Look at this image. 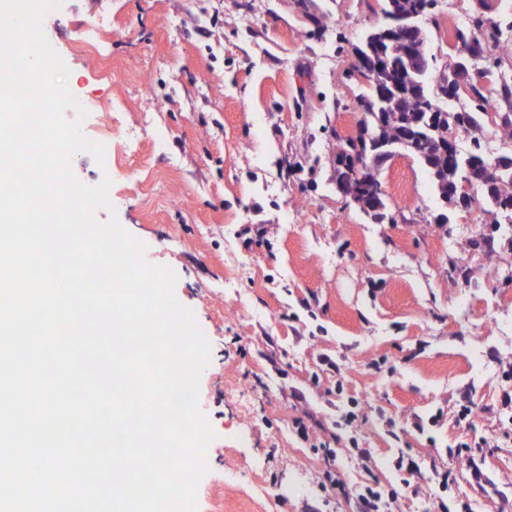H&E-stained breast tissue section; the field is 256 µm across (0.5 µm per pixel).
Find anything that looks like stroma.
Instances as JSON below:
<instances>
[{"instance_id": "1", "label": "stroma", "mask_w": 512, "mask_h": 512, "mask_svg": "<svg viewBox=\"0 0 512 512\" xmlns=\"http://www.w3.org/2000/svg\"><path fill=\"white\" fill-rule=\"evenodd\" d=\"M62 0L44 15L46 36L71 74L84 132L106 129L124 166L105 171L86 155L75 176L112 179V207L145 246L147 261L177 276L175 295L212 345L199 408L216 433L198 512H355L317 480L323 453L352 485H395L397 452L424 478L402 512H431L432 464L451 468L473 512H512V411L496 410L512 364V240L473 251L481 208L444 209L429 172L411 157L388 162L381 179L389 218L346 204L334 185L329 148L362 116L361 79L348 75L353 49L380 17L379 0ZM329 18L317 30L314 9ZM472 0H441L442 25L429 50L450 60V31ZM222 29H214V20ZM211 28L210 38L193 37ZM66 37H58V30ZM121 63L105 79L79 51L84 33ZM176 91L159 106L154 92ZM447 223H439L440 214ZM245 224L270 227L245 249ZM328 356L343 380L320 372ZM386 358L382 371L372 360ZM299 392L295 405L291 392ZM473 400L456 423L463 396ZM365 405L361 438L373 451L365 472L341 455L349 433L334 428L350 398ZM421 417L423 431L412 425ZM402 429L386 436L385 418ZM493 435L482 449L494 484L475 493L464 464L448 456L456 438Z\"/></svg>"}]
</instances>
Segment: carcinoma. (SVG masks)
Listing matches in <instances>:
<instances>
[{"label": "carcinoma", "mask_w": 512, "mask_h": 512, "mask_svg": "<svg viewBox=\"0 0 512 512\" xmlns=\"http://www.w3.org/2000/svg\"><path fill=\"white\" fill-rule=\"evenodd\" d=\"M438 0H381L380 12L385 23L376 24L357 47L362 53L379 58L381 68L366 77L368 95L376 98L377 88L397 99L389 108L367 109L360 118L371 137L418 160L430 173L438 200L455 207L460 197L450 191L459 177L467 174L481 186L478 203L492 207L494 223L512 217V178L496 181L488 167L496 156L489 154L482 142L483 128L493 122V131L502 141L512 142V81L496 70L491 53L506 51L504 32L512 31V18L502 15L488 20L477 14L462 25L454 26L450 48L452 62L441 69L421 67L405 48L389 35L390 22L426 6L432 26L440 27ZM484 62L489 80L476 81L470 69L462 70L458 62L468 55ZM505 104L507 111L491 113V101ZM448 134H467L472 145L467 151L469 168L461 160H448L444 153H429L428 141Z\"/></svg>", "instance_id": "cac0c4a2"}]
</instances>
